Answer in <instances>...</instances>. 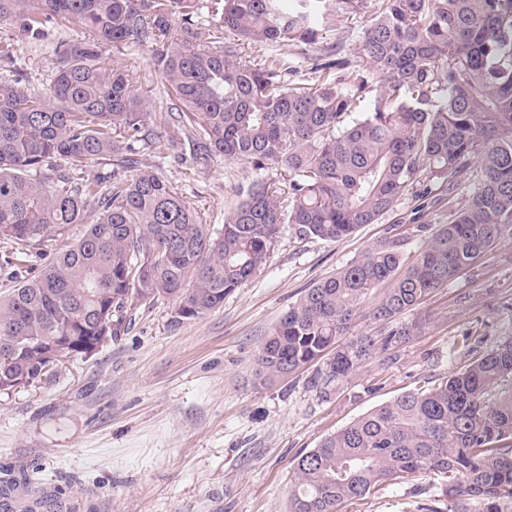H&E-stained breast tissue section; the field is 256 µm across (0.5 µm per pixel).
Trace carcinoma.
<instances>
[{"mask_svg": "<svg viewBox=\"0 0 512 512\" xmlns=\"http://www.w3.org/2000/svg\"><path fill=\"white\" fill-rule=\"evenodd\" d=\"M352 0H0V21L32 42L60 20L90 39H59L55 73L39 92L0 77V268L16 285L0 295V393L51 375L44 354L86 356L118 335L135 299H173L197 320L252 279L284 224L301 240L340 241L377 223L405 192L438 185L448 198L473 171L468 202L448 214L416 258L407 235L368 246L316 281L267 334L255 362L270 385L312 363L326 401L370 359L420 332L397 318L488 255L512 232V0H382L366 26L364 66L330 58L315 87L284 84L283 62H242L240 46L315 49L336 5ZM182 21L181 33L173 25ZM223 32L230 37L212 46ZM197 42L190 48L188 40ZM162 44L171 141L190 139L256 170H288V199L261 180L216 231L149 171L160 139L133 72L108 60L131 42ZM379 78L364 112L369 76ZM112 159L109 173L92 160ZM95 215L86 224L89 215ZM71 224L86 230L41 266ZM378 334L344 339L365 304ZM466 335L470 363L417 386L324 438L294 464L291 512H336L348 500L409 475L442 477L448 512L512 505V337L483 349Z\"/></svg>", "mask_w": 512, "mask_h": 512, "instance_id": "cac0c4a2", "label": "carcinoma"}]
</instances>
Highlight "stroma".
<instances>
[{
    "label": "stroma",
    "mask_w": 512,
    "mask_h": 512,
    "mask_svg": "<svg viewBox=\"0 0 512 512\" xmlns=\"http://www.w3.org/2000/svg\"><path fill=\"white\" fill-rule=\"evenodd\" d=\"M379 0H359L326 24L321 47L336 46L356 59L363 31ZM54 39L15 40L23 84L46 87L54 70V40L85 38L73 24H54ZM154 45L123 50L136 86L148 95L152 124L165 143L153 173L168 181L202 223L221 229L224 215L264 178L278 187L288 172L223 155L197 157L186 141L167 142L168 100L155 68ZM472 186L453 200L430 204L416 192L402 196L378 223L339 242L300 240L283 226L257 274L199 320H178L168 298L138 301L120 336L88 357L59 363L41 383L0 395V468L16 476L36 471L53 493L54 512H289L293 462L353 418L390 401L417 382L435 381L467 364L463 336L475 332L495 345L512 336V234L492 252L435 291L418 313L422 332L394 351L389 362L357 369L330 400H319L311 369L262 386L255 354L266 333L307 288L356 259L373 242L415 224L408 254H416L451 210L463 206ZM436 478L407 477L380 486L340 512H415L432 504Z\"/></svg>",
    "instance_id": "35a3bbf8"
}]
</instances>
